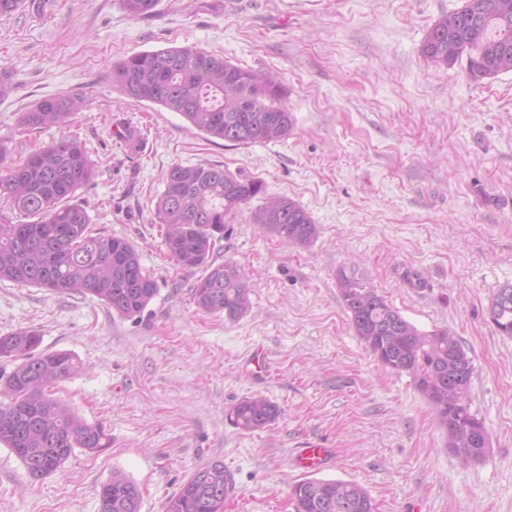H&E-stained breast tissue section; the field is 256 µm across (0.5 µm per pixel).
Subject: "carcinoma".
<instances>
[{"label":"carcinoma","mask_w":512,"mask_h":512,"mask_svg":"<svg viewBox=\"0 0 512 512\" xmlns=\"http://www.w3.org/2000/svg\"><path fill=\"white\" fill-rule=\"evenodd\" d=\"M159 0H120L133 17L156 13ZM420 52L452 66L466 59L469 75L480 80L512 72V0H463L427 31ZM112 84L134 102H150L175 112L209 138L235 146L288 136L292 113L281 86L221 56L192 47H169L129 55L112 66ZM85 99L65 94L38 100L20 116L28 133L68 125ZM0 145V280L61 294H91L123 317L144 313L159 288L127 238L91 228L87 212L71 202L96 168L84 146L62 137L35 144L17 160ZM264 183L231 174L212 163L172 166L156 202L165 225L168 257L182 270H202L192 288L197 308L228 321L250 307L251 279L236 262L212 258L227 224L254 199L262 204L253 223L289 246H309L319 229L309 213L286 197L264 199ZM350 325L379 364L407 373L433 405L448 436V449L462 463H479L489 448L488 432L468 404L474 366L460 340L447 329L421 332L353 272L336 275ZM497 332L512 338V284L497 289L488 308ZM41 336L21 328L0 335V358L14 363L0 371V443L21 461L29 477L56 472L80 448L95 454L109 445L99 424L87 422L52 392L80 370L66 351L39 349ZM279 406L261 395L245 397L228 411L243 431L277 420ZM232 479L220 460L200 466L166 498L163 512H224ZM294 512H376L358 483L308 478L291 487ZM138 485L120 472L101 484L99 512H140Z\"/></svg>","instance_id":"1"}]
</instances>
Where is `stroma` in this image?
Listing matches in <instances>:
<instances>
[{"label": "stroma", "instance_id": "obj_1", "mask_svg": "<svg viewBox=\"0 0 512 512\" xmlns=\"http://www.w3.org/2000/svg\"><path fill=\"white\" fill-rule=\"evenodd\" d=\"M462 0H160L154 16L119 0H22L0 15V143L23 155L20 115L80 94L87 108L41 143L76 136L96 176L74 201L93 228L131 239L159 293L136 318L92 295L0 282V334L30 328L42 349L83 368L58 397L103 426L109 448L75 450L34 482L0 444V512H98L113 472L142 491L141 512L201 465L233 478L224 512H293L306 440L331 448L323 479L368 490L377 512H512V338L487 308L512 283V73L472 80L465 62H430L420 45ZM193 47L273 76L294 117L288 137L250 146L211 139L178 114L113 87L114 63ZM203 162L261 179L319 228L287 246L243 208L213 257L252 274L250 308L230 322L198 311L195 274L165 255L155 202L173 165ZM354 271L419 331L445 328L473 359L472 414L485 459L448 450L411 376L383 368L359 341L336 273ZM259 394L281 409L245 432L228 410Z\"/></svg>", "mask_w": 512, "mask_h": 512}]
</instances>
